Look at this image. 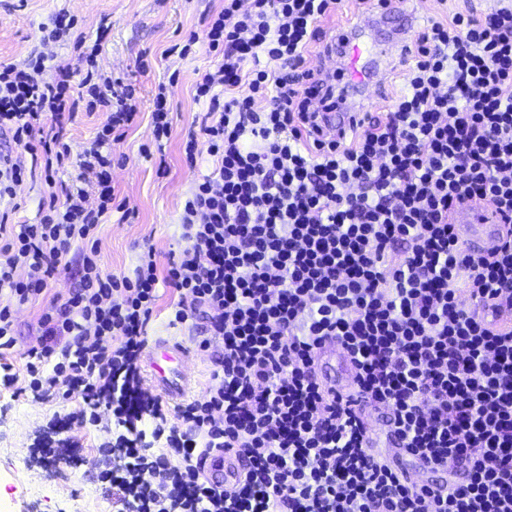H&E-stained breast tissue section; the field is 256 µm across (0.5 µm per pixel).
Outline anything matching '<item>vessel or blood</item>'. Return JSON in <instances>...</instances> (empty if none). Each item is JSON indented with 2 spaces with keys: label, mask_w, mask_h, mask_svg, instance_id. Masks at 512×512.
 Listing matches in <instances>:
<instances>
[{
  "label": "vessel or blood",
  "mask_w": 512,
  "mask_h": 512,
  "mask_svg": "<svg viewBox=\"0 0 512 512\" xmlns=\"http://www.w3.org/2000/svg\"><path fill=\"white\" fill-rule=\"evenodd\" d=\"M408 2L391 0L389 6L367 23L345 28L346 43L338 66L345 74L348 97L365 101L383 99L388 71L403 57L404 41L414 25ZM358 119V112L345 105L340 111L324 114L322 129L336 136L347 132ZM454 222L461 240L474 252H488L501 235L495 211L484 204H466L456 214ZM192 357L191 348L182 341L163 336L152 338L143 362L151 388L166 403L179 404L191 392L194 379L187 364ZM201 470L220 487L239 477L236 459L220 451L204 459Z\"/></svg>",
  "instance_id": "vessel-or-blood-1"
}]
</instances>
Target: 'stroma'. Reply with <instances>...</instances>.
<instances>
[{
	"mask_svg": "<svg viewBox=\"0 0 512 512\" xmlns=\"http://www.w3.org/2000/svg\"><path fill=\"white\" fill-rule=\"evenodd\" d=\"M223 5L224 0H26L20 8L13 0H0V63L24 66L42 49L41 27L51 26L63 11L74 16L88 39H100L98 67L136 89L140 120L112 146V180L131 216L123 222L110 216L98 234L102 264L113 273L131 272L144 247H153L164 261L181 246L177 216L192 180L208 168L204 162L194 171L186 166L183 140L198 127L204 110L194 98L195 83L215 62L201 51L181 57L177 48L190 32H203L208 14ZM104 22L110 29L101 38L97 31ZM172 75L177 83L170 98L168 172L161 175L143 149L153 140L155 87ZM40 313L37 304L19 311L17 344L0 357L17 372H25V352L37 343ZM79 407L74 396L36 401L0 385V512H119L120 503L98 481L95 467L100 446L112 438L110 430L72 424L66 435L80 444L77 466L57 468L53 446L45 448L40 464H26L34 430Z\"/></svg>",
	"mask_w": 512,
	"mask_h": 512,
	"instance_id": "stroma-1",
	"label": "stroma"
}]
</instances>
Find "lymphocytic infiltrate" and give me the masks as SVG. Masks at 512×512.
<instances>
[{
  "mask_svg": "<svg viewBox=\"0 0 512 512\" xmlns=\"http://www.w3.org/2000/svg\"><path fill=\"white\" fill-rule=\"evenodd\" d=\"M342 0H224L200 46L217 62L195 85L206 103L184 143L188 167L213 160L179 214L182 246L159 263L146 248L131 273L106 270L98 228L112 211V145L136 124L132 86L115 89L74 18L42 43L90 47L82 77L37 53L0 68V200L15 198L42 156L50 189L34 224L0 213V349L17 310L39 301L81 249L79 281L44 305L25 375L33 398L79 395L75 417L109 425L101 479L125 512H512V0L430 19L386 112L343 138L323 135L336 108L338 57L322 25ZM89 100L80 104L75 89ZM104 109L95 138L72 149L62 122ZM77 172L56 193L55 175ZM486 203L506 228L481 255L452 215ZM169 323L207 322L217 347L203 399L166 411L144 387L140 358L160 288ZM334 338L355 368L354 392L331 393L315 371ZM383 412L410 463L445 472L412 484L370 447L365 409ZM168 452H155L158 440ZM233 454L242 475L218 489L199 464Z\"/></svg>",
  "mask_w": 512,
  "mask_h": 512,
  "instance_id": "obj_1",
  "label": "lymphocytic infiltrate"
}]
</instances>
